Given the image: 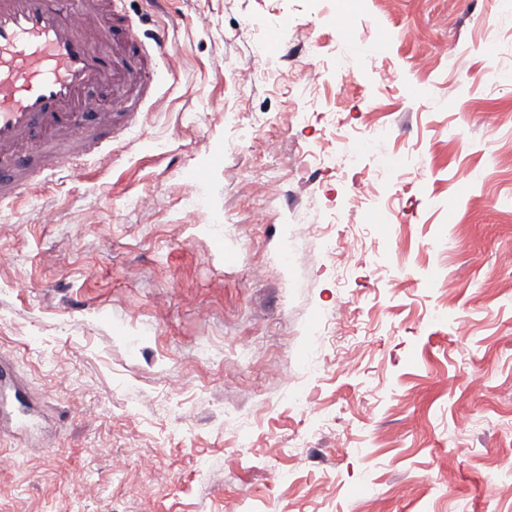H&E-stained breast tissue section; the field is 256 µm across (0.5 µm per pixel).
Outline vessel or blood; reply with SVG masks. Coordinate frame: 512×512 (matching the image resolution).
<instances>
[{
    "instance_id": "1",
    "label": "vessel or blood",
    "mask_w": 512,
    "mask_h": 512,
    "mask_svg": "<svg viewBox=\"0 0 512 512\" xmlns=\"http://www.w3.org/2000/svg\"><path fill=\"white\" fill-rule=\"evenodd\" d=\"M125 0H0V202L14 201L56 164L109 157L102 143L158 99L147 67L170 54L166 32L148 47L111 46ZM112 95L90 113L89 89Z\"/></svg>"
}]
</instances>
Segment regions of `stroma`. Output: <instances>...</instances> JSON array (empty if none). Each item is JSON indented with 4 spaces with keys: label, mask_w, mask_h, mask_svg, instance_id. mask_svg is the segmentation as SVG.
I'll return each instance as SVG.
<instances>
[{
    "label": "stroma",
    "mask_w": 512,
    "mask_h": 512,
    "mask_svg": "<svg viewBox=\"0 0 512 512\" xmlns=\"http://www.w3.org/2000/svg\"><path fill=\"white\" fill-rule=\"evenodd\" d=\"M152 24L163 104L109 165L0 204V512H488L512 479V7L167 0ZM351 224L346 260L322 240Z\"/></svg>",
    "instance_id": "obj_1"
}]
</instances>
